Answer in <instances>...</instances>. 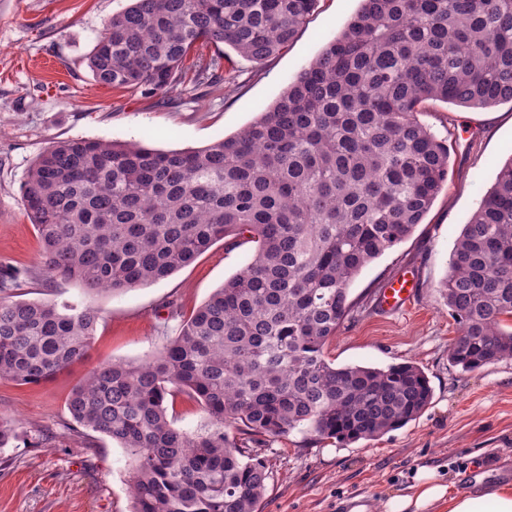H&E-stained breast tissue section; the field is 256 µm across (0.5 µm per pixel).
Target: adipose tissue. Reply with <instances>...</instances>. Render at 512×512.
I'll return each mask as SVG.
<instances>
[{
    "label": "adipose tissue",
    "instance_id": "1",
    "mask_svg": "<svg viewBox=\"0 0 512 512\" xmlns=\"http://www.w3.org/2000/svg\"><path fill=\"white\" fill-rule=\"evenodd\" d=\"M383 512H512V482L488 483L478 476L473 490L463 493L455 481L422 468L406 490L386 499Z\"/></svg>",
    "mask_w": 512,
    "mask_h": 512
}]
</instances>
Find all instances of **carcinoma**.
<instances>
[{"mask_svg": "<svg viewBox=\"0 0 512 512\" xmlns=\"http://www.w3.org/2000/svg\"><path fill=\"white\" fill-rule=\"evenodd\" d=\"M318 0H131L102 24L94 79L172 100L217 87L224 48L262 63ZM441 101L512 103V0H361L342 32L275 103L233 136L161 151L120 140L55 141L28 169L22 206L40 274L90 291L162 280L228 236L254 244L149 360L107 362L71 391L73 430L130 457L131 512H257L267 473L250 445L293 430L373 440L430 404L424 371L336 366L325 349L361 306V270L407 239L448 188L450 153L421 119ZM0 280V379L36 385L83 361L100 311L14 299ZM441 292L460 325L463 371L512 358V157L463 225ZM209 425L177 429L167 396Z\"/></svg>", "mask_w": 512, "mask_h": 512, "instance_id": "cac0c4a2", "label": "carcinoma"}]
</instances>
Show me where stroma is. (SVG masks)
<instances>
[{
	"label": "stroma",
	"instance_id": "obj_1",
	"mask_svg": "<svg viewBox=\"0 0 512 512\" xmlns=\"http://www.w3.org/2000/svg\"><path fill=\"white\" fill-rule=\"evenodd\" d=\"M128 4L0 0V274L29 269L25 298L81 301L102 312L83 362L38 385L0 379V417L18 424L16 438L0 448V512H130L127 452L104 435L71 432L66 399L99 364L151 358L178 325L172 311L189 316L253 254L252 244L227 238L166 279L127 291H89L60 279L45 285L40 240L21 203L32 162L53 142L71 138L183 150L234 134L336 38L360 0H318L288 47L263 63L229 52L220 89L195 90L186 104L94 80L87 58L101 24ZM421 119L448 141V188L408 239L354 280L350 297L363 311L341 326L326 354L339 366L415 362L430 381L432 401L415 421L370 441H314L296 430L267 438L255 449L268 474L258 512L369 508L406 489L422 466L463 492L479 474L512 481V358L473 372L454 367L448 348L460 326L439 291L457 236L493 185L498 164L512 155V103L474 111L431 101ZM406 267L418 279L412 306L382 312L378 291Z\"/></svg>",
	"mask_w": 512,
	"mask_h": 512
}]
</instances>
